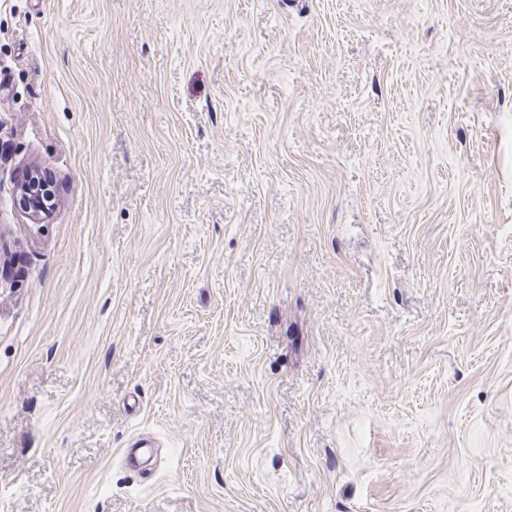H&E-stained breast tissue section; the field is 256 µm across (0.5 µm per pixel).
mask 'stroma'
Wrapping results in <instances>:
<instances>
[{"label": "stroma", "mask_w": 512, "mask_h": 512, "mask_svg": "<svg viewBox=\"0 0 512 512\" xmlns=\"http://www.w3.org/2000/svg\"><path fill=\"white\" fill-rule=\"evenodd\" d=\"M0 512H512V0H0ZM47 186V181L38 174L28 173L17 187L18 202L20 206L34 219H40L47 215L51 209L43 196L42 188Z\"/></svg>", "instance_id": "35a3bbf8"}]
</instances>
